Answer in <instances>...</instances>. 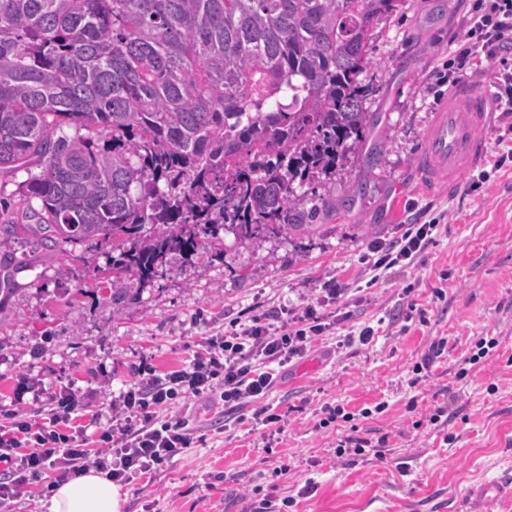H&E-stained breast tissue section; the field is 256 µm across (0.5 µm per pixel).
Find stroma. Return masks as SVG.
Listing matches in <instances>:
<instances>
[{
    "label": "stroma",
    "instance_id": "35a3bbf8",
    "mask_svg": "<svg viewBox=\"0 0 512 512\" xmlns=\"http://www.w3.org/2000/svg\"><path fill=\"white\" fill-rule=\"evenodd\" d=\"M468 10L469 0H399L375 26L361 80L381 155L298 188L309 232L243 243L217 230L197 257L171 256L153 286L117 306L111 244L1 250L15 289L0 319V411L36 409L33 393L15 396L25 381L74 384L99 413L110 393L189 364L205 338L301 314L339 283L351 292L325 308L336 323L276 370L266 402L283 417L278 440L271 426L235 424L219 395L192 401L181 417L194 446L126 485L122 512H257L275 484L296 499L288 512H474L469 488L512 472V165H492L512 149V119L497 117L488 163L455 196L425 194L414 168ZM349 195L351 212L322 211V200ZM432 219L440 230L414 264L372 275L373 243ZM364 326L372 342L349 344ZM486 336L498 346L458 377ZM447 389L454 414L430 423ZM347 436L385 446L336 457Z\"/></svg>",
    "mask_w": 512,
    "mask_h": 512
}]
</instances>
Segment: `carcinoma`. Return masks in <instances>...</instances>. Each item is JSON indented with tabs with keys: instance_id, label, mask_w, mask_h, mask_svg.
I'll list each match as a JSON object with an SVG mask.
<instances>
[{
	"instance_id": "1",
	"label": "carcinoma",
	"mask_w": 512,
	"mask_h": 512,
	"mask_svg": "<svg viewBox=\"0 0 512 512\" xmlns=\"http://www.w3.org/2000/svg\"><path fill=\"white\" fill-rule=\"evenodd\" d=\"M397 2L0 0V175H28L0 249L110 241L116 302L220 227L312 229L295 182L363 149L359 76Z\"/></svg>"
}]
</instances>
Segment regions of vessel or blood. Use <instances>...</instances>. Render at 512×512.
I'll use <instances>...</instances> for the list:
<instances>
[{"instance_id": "b4317fda", "label": "vessel or blood", "mask_w": 512, "mask_h": 512, "mask_svg": "<svg viewBox=\"0 0 512 512\" xmlns=\"http://www.w3.org/2000/svg\"><path fill=\"white\" fill-rule=\"evenodd\" d=\"M495 114L487 92L467 81L458 83L436 106L420 150L416 166L427 186L456 193L471 171L487 157L486 131ZM512 494V479L500 476L474 488L471 495L480 505H488Z\"/></svg>"}]
</instances>
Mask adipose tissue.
Returning a JSON list of instances; mask_svg holds the SVG:
<instances>
[{"label":"adipose tissue","instance_id":"obj_1","mask_svg":"<svg viewBox=\"0 0 512 512\" xmlns=\"http://www.w3.org/2000/svg\"><path fill=\"white\" fill-rule=\"evenodd\" d=\"M126 495L105 473L94 469L54 488L45 512H122Z\"/></svg>","mask_w":512,"mask_h":512}]
</instances>
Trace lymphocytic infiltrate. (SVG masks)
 <instances>
[{
  "label": "lymphocytic infiltrate",
  "instance_id": "1",
  "mask_svg": "<svg viewBox=\"0 0 512 512\" xmlns=\"http://www.w3.org/2000/svg\"><path fill=\"white\" fill-rule=\"evenodd\" d=\"M455 67L459 73L481 66L483 61L512 53V0H473L469 28ZM433 223L408 225L401 237L371 249L373 269L387 270L413 260L431 242ZM304 325L281 324L273 328L261 319L226 336L223 343H209L185 368L165 377H151L129 387L108 402L111 417L97 437L81 420L84 396L70 386L47 397V416L10 412L0 423V505L13 502L21 486L41 477L45 470L57 472L58 481L81 476L88 467L105 471L113 483L126 485L152 474L167 460L190 447L192 440L179 419L160 421L158 409L172 408L188 400L220 391L232 408H251L253 419L272 424L277 414L260 406L270 389L272 372H257L256 357L280 365L304 355L323 333L315 308H306Z\"/></svg>",
  "mask_w": 512,
  "mask_h": 512
}]
</instances>
